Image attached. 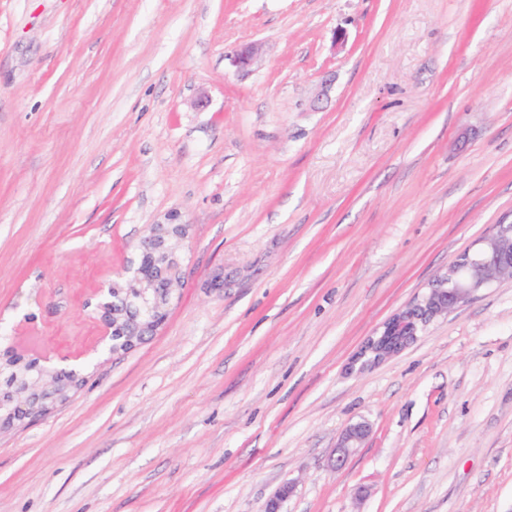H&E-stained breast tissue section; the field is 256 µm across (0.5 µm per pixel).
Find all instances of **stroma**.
<instances>
[{"mask_svg":"<svg viewBox=\"0 0 512 512\" xmlns=\"http://www.w3.org/2000/svg\"><path fill=\"white\" fill-rule=\"evenodd\" d=\"M158 224L181 281L108 350ZM496 224L512 0H0V359L84 379L0 427V512H512V280L350 368ZM370 431L369 423L360 421L350 425L341 435L333 459L335 469L341 468L348 458L360 448Z\"/></svg>","mask_w":512,"mask_h":512,"instance_id":"35a3bbf8","label":"stroma"}]
</instances>
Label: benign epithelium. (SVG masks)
I'll return each instance as SVG.
<instances>
[{
  "label": "benign epithelium",
  "mask_w": 512,
  "mask_h": 512,
  "mask_svg": "<svg viewBox=\"0 0 512 512\" xmlns=\"http://www.w3.org/2000/svg\"><path fill=\"white\" fill-rule=\"evenodd\" d=\"M258 46L245 43L234 59L242 70L248 69ZM183 234L181 224H159L151 236L140 242L139 254L149 258L152 266L128 268L125 283L98 289L97 310L100 311V342L112 348H124L155 331L164 321V309L155 296L166 299L178 284V267L166 238ZM512 239L511 224H495L491 231L448 263L445 273L438 275L426 290L383 324L378 335L370 337L352 361L363 370L403 351L438 317L446 316L495 282L512 278V249L504 243ZM370 431L369 423L350 425L341 435L335 450L334 466L342 467L355 453ZM293 492L286 483L266 504L265 512H281Z\"/></svg>",
  "instance_id": "7a95c632"
}]
</instances>
